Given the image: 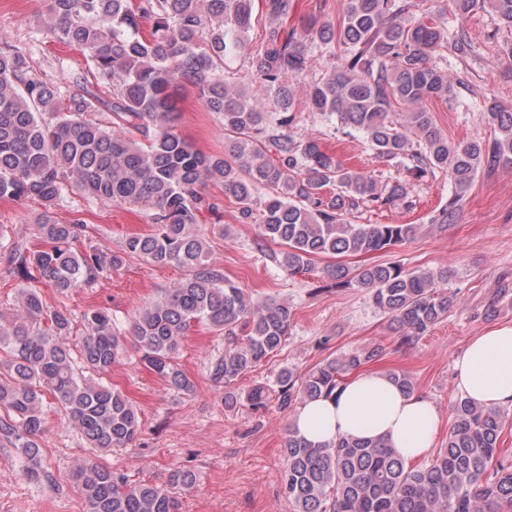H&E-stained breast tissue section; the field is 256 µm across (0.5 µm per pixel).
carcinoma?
Masks as SVG:
<instances>
[{
  "label": "carcinoma",
  "mask_w": 512,
  "mask_h": 512,
  "mask_svg": "<svg viewBox=\"0 0 512 512\" xmlns=\"http://www.w3.org/2000/svg\"><path fill=\"white\" fill-rule=\"evenodd\" d=\"M255 0H49L46 35L88 54L98 80L112 86L105 100L86 82L61 88L42 79L27 49L0 47V199L39 201L41 247L0 242L3 261L25 286L18 308L0 314V437L19 449L22 476L50 479L41 437L44 397L57 400L95 454L80 460L71 479L88 512H180L174 489L189 490L194 474L176 469L169 487L126 476L101 454L132 444L140 420L128 395L102 381L134 350L145 368L173 391L195 383L174 360L193 326L224 333L228 348L211 362L212 380L224 384V405L245 401L282 410L330 397L348 377L380 356V348L345 351L306 373L283 369L277 390L238 378L286 343L293 313L274 300L253 303L239 283L209 264L200 233L202 207L220 215L222 201L199 192L206 182L224 188L238 221L257 226L255 244L280 250L269 259L288 274L306 272L324 256L385 252L410 242L418 224H359L363 211L412 206L400 179L382 182L349 166L320 139L296 140L295 83L313 67L301 33L339 63L307 87L310 110L336 117L342 133L363 135L378 159L396 161L414 178L448 175V204L431 217L443 226L482 175L512 165V109L485 96L481 111L493 136L452 144L438 128L429 100L455 96L442 51L472 52L468 33H453L426 5L430 0H344L339 24L312 15L288 26L291 0H264L271 20L248 53L250 77L271 97L258 98L224 81V62L246 48ZM465 18L488 4L498 27L512 30V0H451ZM197 88L211 112L224 118L228 152L204 154L178 131V81ZM74 186L101 202L153 211L152 229L126 238L119 252L71 244L81 224H59L51 208ZM176 266L184 279L143 307L125 335L100 308L81 317L80 360L65 339L73 317L52 307L41 286L66 294L123 264L124 256ZM328 286L364 288L375 307L402 330L409 344L448 317L453 296L448 270L395 263L326 267ZM448 441L430 461L412 466L382 442L342 438L312 446L288 427L286 463L279 474L293 512H512V460L502 435L509 413L458 396L450 403Z\"/></svg>",
  "instance_id": "carcinoma-1"
}]
</instances>
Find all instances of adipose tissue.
<instances>
[{
  "label": "adipose tissue",
  "mask_w": 512,
  "mask_h": 512,
  "mask_svg": "<svg viewBox=\"0 0 512 512\" xmlns=\"http://www.w3.org/2000/svg\"><path fill=\"white\" fill-rule=\"evenodd\" d=\"M455 370L464 396L488 407L512 406V324L471 340ZM292 423L315 445L340 437L382 439L409 461L428 453L441 416L425 396L404 394L386 373L371 370L352 376L335 396L300 406Z\"/></svg>",
  "instance_id": "1"
}]
</instances>
